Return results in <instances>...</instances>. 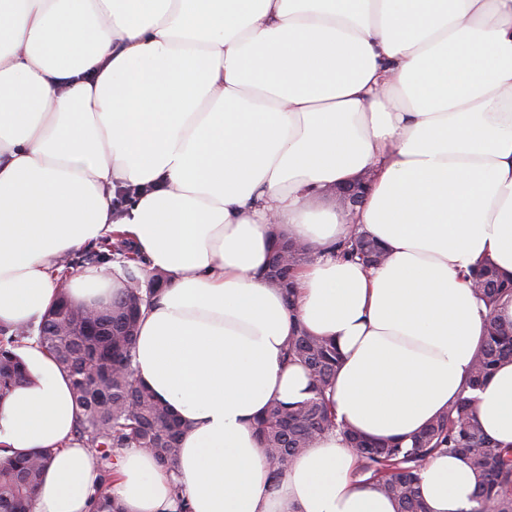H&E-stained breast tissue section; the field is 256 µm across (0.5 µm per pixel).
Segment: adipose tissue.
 Here are the masks:
<instances>
[{
	"label": "adipose tissue",
	"mask_w": 512,
	"mask_h": 512,
	"mask_svg": "<svg viewBox=\"0 0 512 512\" xmlns=\"http://www.w3.org/2000/svg\"><path fill=\"white\" fill-rule=\"evenodd\" d=\"M370 173L356 210L326 190ZM387 250L337 256L353 227ZM124 235L166 273L134 345L181 420L173 469L122 450L124 512H397L322 435L269 488L255 419L310 395L298 328L336 341L343 427L409 438L460 397L512 446V362L466 386L485 332L469 275L512 276V0H0V327L59 294L106 308L120 272L61 256ZM314 252L296 303L265 280L274 238ZM0 398V445L50 450L32 512H90L101 464L72 445L70 381L35 340ZM428 512H472L467 457L421 472Z\"/></svg>",
	"instance_id": "adipose-tissue-1"
}]
</instances>
